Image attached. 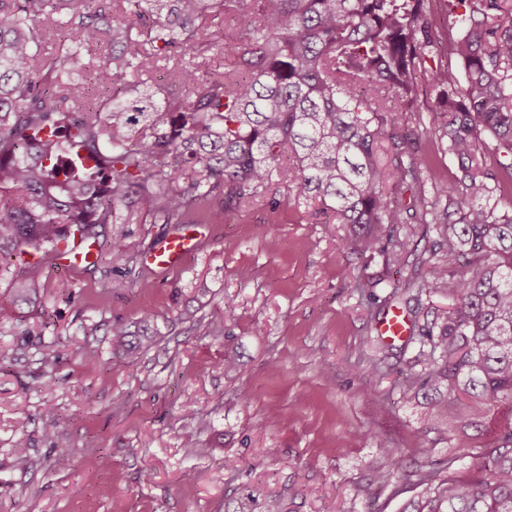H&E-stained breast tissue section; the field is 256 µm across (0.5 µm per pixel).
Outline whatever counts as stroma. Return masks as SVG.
<instances>
[{
  "label": "stroma",
  "instance_id": "obj_1",
  "mask_svg": "<svg viewBox=\"0 0 512 512\" xmlns=\"http://www.w3.org/2000/svg\"><path fill=\"white\" fill-rule=\"evenodd\" d=\"M428 10L436 46L426 68L462 72L449 46L463 30L447 0H429ZM436 105V89L421 83L397 125L415 129L417 156L455 182ZM169 231L107 225L105 239L126 244L121 256L73 274L45 265L36 303L0 324V512H224L225 493L245 485L293 487L300 512H321L328 488L351 512H400L416 493L405 474L423 464V447L456 478L474 474L490 434L424 432L420 408L400 395L415 351L381 342L369 322L359 285L382 267L351 252L345 225L329 229L293 190L279 206L262 201L211 225L183 269L145 271L144 251ZM118 274L133 282L121 294L109 288ZM116 321L153 346L113 351ZM51 342L49 367L42 349ZM89 349L96 365L83 359ZM228 351L229 372L219 367ZM48 370L56 384L47 393ZM386 443L404 471L394 472ZM99 456L105 466H87ZM381 471L390 488L378 489Z\"/></svg>",
  "mask_w": 512,
  "mask_h": 512
}]
</instances>
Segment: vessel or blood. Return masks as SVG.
Returning a JSON list of instances; mask_svg holds the SVG:
<instances>
[{
    "instance_id": "vessel-or-blood-1",
    "label": "vessel or blood",
    "mask_w": 512,
    "mask_h": 512,
    "mask_svg": "<svg viewBox=\"0 0 512 512\" xmlns=\"http://www.w3.org/2000/svg\"><path fill=\"white\" fill-rule=\"evenodd\" d=\"M203 225L180 224L171 233L157 239L144 253L143 263L147 269L156 272L177 271L185 267L206 241ZM96 255L93 243L74 241L71 247L52 253L50 261L64 270L78 271L92 261ZM378 330L389 342L405 340L410 323L401 309L389 310L381 319Z\"/></svg>"
}]
</instances>
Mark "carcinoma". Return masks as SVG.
I'll return each mask as SVG.
<instances>
[{"label":"carcinoma","instance_id":"obj_1","mask_svg":"<svg viewBox=\"0 0 512 512\" xmlns=\"http://www.w3.org/2000/svg\"><path fill=\"white\" fill-rule=\"evenodd\" d=\"M127 2L0 0V268L22 260L0 321L37 300L60 246L93 240L97 263L121 255L122 239L99 242L103 224H186L192 211L222 224L295 188L349 225L360 255L386 271L410 266L392 293L417 350L403 397L444 388L512 405V210L498 207L512 195V0H448L464 28L451 47L461 92L453 71L423 67L434 41L427 0H136L132 18ZM207 16L230 19L236 37L215 43ZM109 43L76 77L82 53ZM161 63L178 88L163 101L149 84ZM427 73L458 184L422 176L412 134L394 126ZM484 133L496 139L493 167L478 154ZM399 187L410 205L392 200ZM430 232L428 254L409 250ZM435 294L450 307L420 319ZM129 336L112 323V347ZM480 425L457 413L446 430ZM422 453L427 462L407 473L418 493L401 512H512V422L468 479L442 476L433 449ZM295 498L226 496L224 512H296Z\"/></svg>","mask_w":512,"mask_h":512}]
</instances>
